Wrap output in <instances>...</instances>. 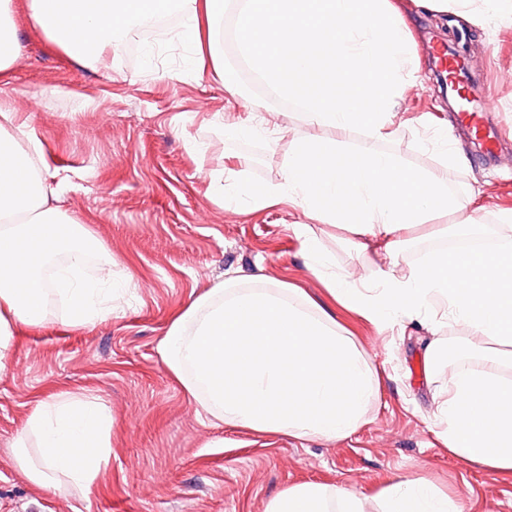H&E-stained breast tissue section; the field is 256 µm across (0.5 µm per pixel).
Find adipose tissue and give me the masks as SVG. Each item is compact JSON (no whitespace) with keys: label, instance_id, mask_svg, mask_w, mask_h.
Instances as JSON below:
<instances>
[{"label":"adipose tissue","instance_id":"1","mask_svg":"<svg viewBox=\"0 0 512 512\" xmlns=\"http://www.w3.org/2000/svg\"><path fill=\"white\" fill-rule=\"evenodd\" d=\"M13 0H0V86L22 58ZM168 0H26L32 29L75 62L118 56L147 15ZM39 141L0 124V374L12 367L20 329L46 325L60 298L67 323L85 327L115 313L125 284L104 266L83 277L99 244L66 220L43 176ZM221 193L259 209L289 199L322 223L354 237L358 252L377 257L367 286L336 275L316 233L294 225L309 272L333 300L379 331L425 319L440 305L473 347L512 360V236L489 252L457 250L405 269L416 230L436 214L473 223L478 190L457 195L445 183L402 168L367 146L346 151L340 140L298 138L279 183L255 190L229 169ZM52 277H45V269ZM157 353L205 416L260 435L333 441L368 421L382 373L333 312L288 285L238 286L226 280L197 296L171 320ZM436 438L455 459L493 474L512 473V383L499 375L453 373L433 395ZM112 411L101 399L69 394L42 402L13 445L19 470L35 487L88 491L111 461ZM37 439V458L27 452ZM266 512H462L455 500L421 479L398 478L376 493L342 486L293 484Z\"/></svg>","mask_w":512,"mask_h":512}]
</instances>
